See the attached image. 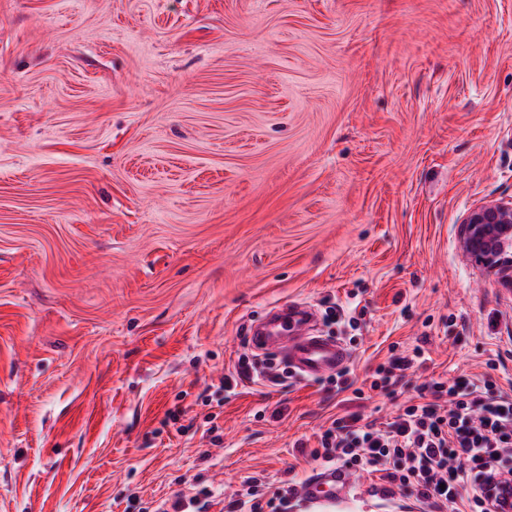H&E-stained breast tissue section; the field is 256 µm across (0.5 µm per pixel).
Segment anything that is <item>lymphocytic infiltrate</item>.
<instances>
[{
  "label": "lymphocytic infiltrate",
  "mask_w": 512,
  "mask_h": 512,
  "mask_svg": "<svg viewBox=\"0 0 512 512\" xmlns=\"http://www.w3.org/2000/svg\"><path fill=\"white\" fill-rule=\"evenodd\" d=\"M425 361L422 347L379 365L372 388L394 391L405 370ZM416 402L384 427L358 414L335 419L311 455L351 471L381 467L374 493L406 490L437 512H493L485 493L512 475V398L467 379L427 381Z\"/></svg>",
  "instance_id": "1"
}]
</instances>
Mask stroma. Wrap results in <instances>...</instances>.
Returning <instances> with one entry per match:
<instances>
[{
  "label": "stroma",
  "instance_id": "35a3bbf8",
  "mask_svg": "<svg viewBox=\"0 0 512 512\" xmlns=\"http://www.w3.org/2000/svg\"><path fill=\"white\" fill-rule=\"evenodd\" d=\"M510 198L512 0H0V512H222L425 381L512 395V294L457 243ZM292 302L348 389L224 390ZM371 484L293 512H428ZM425 361L424 350L421 346H415L411 353L394 354L387 364H380L374 371L371 389H381L394 393L395 388L401 382L404 371L415 365L421 366ZM211 496L207 490H199L193 495L183 492L158 503L156 512H204L208 505L207 498ZM202 498H205L202 501Z\"/></svg>",
  "mask_w": 512,
  "mask_h": 512
}]
</instances>
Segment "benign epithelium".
<instances>
[{
	"label": "benign epithelium",
	"instance_id": "obj_1",
	"mask_svg": "<svg viewBox=\"0 0 512 512\" xmlns=\"http://www.w3.org/2000/svg\"><path fill=\"white\" fill-rule=\"evenodd\" d=\"M462 256L512 293V199L482 202L458 226Z\"/></svg>",
	"mask_w": 512,
	"mask_h": 512
}]
</instances>
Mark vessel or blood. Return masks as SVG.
<instances>
[{
	"instance_id": "1",
	"label": "vessel or blood",
	"mask_w": 512,
	"mask_h": 512,
	"mask_svg": "<svg viewBox=\"0 0 512 512\" xmlns=\"http://www.w3.org/2000/svg\"><path fill=\"white\" fill-rule=\"evenodd\" d=\"M314 323L311 308L293 303L285 306L273 323L251 325L248 336L255 350L275 352L300 379L314 381L341 372L351 359L342 342L316 332ZM350 479L348 470L320 468L307 478L299 495L312 502L333 501L349 486Z\"/></svg>"
}]
</instances>
